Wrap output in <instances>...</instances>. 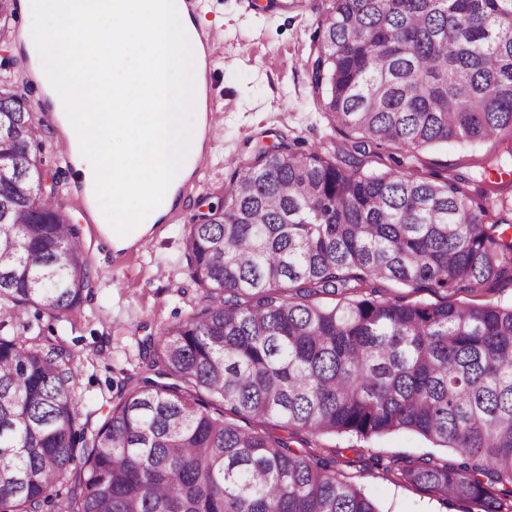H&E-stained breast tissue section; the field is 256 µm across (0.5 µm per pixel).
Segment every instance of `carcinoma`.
<instances>
[{
	"label": "carcinoma",
	"instance_id": "cac0c4a2",
	"mask_svg": "<svg viewBox=\"0 0 512 512\" xmlns=\"http://www.w3.org/2000/svg\"><path fill=\"white\" fill-rule=\"evenodd\" d=\"M310 80L354 141L291 144L237 165L206 220L184 225L206 304L166 323L101 421L82 413L74 356L3 335L12 310L73 323L93 260L42 193L37 125L0 84V512H382L291 448L411 432L426 454L375 468L467 512H512V305L405 302L512 281V225L458 175L366 173L386 145L497 142L512 158V0H331ZM329 297L324 304L319 298ZM274 421L279 433L239 421Z\"/></svg>",
	"mask_w": 512,
	"mask_h": 512
}]
</instances>
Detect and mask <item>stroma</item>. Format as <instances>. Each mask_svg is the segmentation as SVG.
<instances>
[{
	"mask_svg": "<svg viewBox=\"0 0 512 512\" xmlns=\"http://www.w3.org/2000/svg\"><path fill=\"white\" fill-rule=\"evenodd\" d=\"M331 0H202L196 17L200 25L220 31L214 58L213 91L224 103L223 121L209 139V160L201 172L202 187L187 197L180 219L158 224L140 250L115 260L113 253L93 241L96 225L87 222L68 192L72 177L62 164L57 129L39 122L38 142L44 166L53 175L55 198L89 251L96 270L92 294L74 324L35 318L33 310L16 312L17 323L39 320L44 339L64 343L74 355L79 376L76 397L82 411L103 412L123 380L140 373L139 341L155 335L159 326L185 319L203 304V294L183 273L182 238L185 224L201 208L221 200L231 170L227 157L248 162L258 148L287 141L301 148H318L333 155L337 143L351 139L337 127L313 98L309 83L317 55L315 35ZM27 23L14 16L0 34V80L25 85L16 65L19 34ZM490 144L448 145L406 152L397 145L380 149L379 160L367 166L381 171L393 160L421 177L465 175L472 194L480 192L474 166ZM324 450L341 451L340 469L346 480L363 488L381 512H441V505L414 487L390 481L375 470L373 455L416 458L427 453L452 459V450L432 448L419 436L401 432L365 447L346 449L341 438L325 437Z\"/></svg>",
	"mask_w": 512,
	"mask_h": 512,
	"instance_id": "1",
	"label": "stroma"
}]
</instances>
